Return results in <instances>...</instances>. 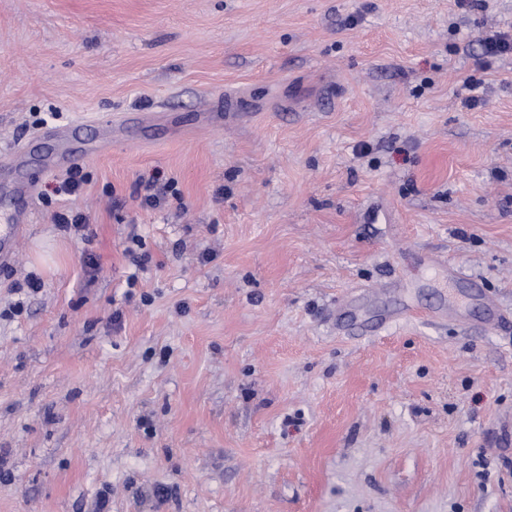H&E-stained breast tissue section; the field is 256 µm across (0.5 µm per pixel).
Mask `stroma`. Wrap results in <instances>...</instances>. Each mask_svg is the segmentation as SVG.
Returning a JSON list of instances; mask_svg holds the SVG:
<instances>
[{
  "label": "stroma",
  "instance_id": "stroma-1",
  "mask_svg": "<svg viewBox=\"0 0 512 512\" xmlns=\"http://www.w3.org/2000/svg\"><path fill=\"white\" fill-rule=\"evenodd\" d=\"M510 28L512 0H0V151L163 116L84 159L77 233L29 159L0 512H512V54L475 65Z\"/></svg>",
  "mask_w": 512,
  "mask_h": 512
}]
</instances>
